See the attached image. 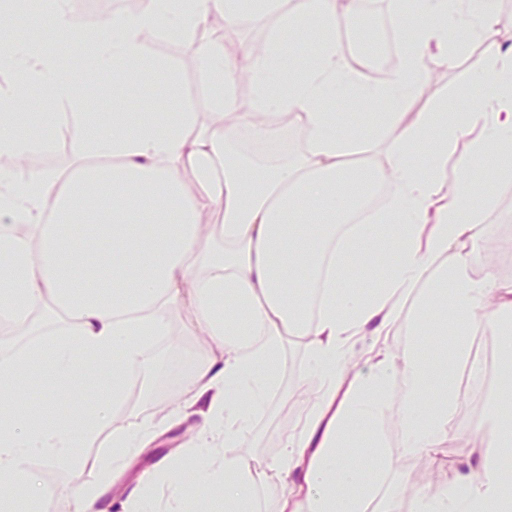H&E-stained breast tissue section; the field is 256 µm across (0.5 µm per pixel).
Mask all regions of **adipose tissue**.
<instances>
[{
    "label": "adipose tissue",
    "mask_w": 512,
    "mask_h": 512,
    "mask_svg": "<svg viewBox=\"0 0 512 512\" xmlns=\"http://www.w3.org/2000/svg\"><path fill=\"white\" fill-rule=\"evenodd\" d=\"M144 0L136 14L107 16L86 35L75 26L77 0H43L35 24L50 23L55 37L78 54L93 52L97 68L136 85L157 70L167 79L175 119L161 125L132 123L127 113L111 121H90L86 96L62 61L34 44L0 50V157L21 161L35 151L71 141L81 161L63 173L29 168L0 169V329L29 328L45 303L77 319L75 337L47 344L32 357L0 362V480L34 505L56 495L29 469L38 457L50 465L79 470L84 449L97 447L96 484L71 492L76 512H108L103 495L120 466L153 440L161 424L196 416L200 424L176 457L154 470L167 484L166 499L151 485L139 486L123 512H185L189 500L216 496L224 512L247 505L257 512V491L270 481L284 485L276 512H364L380 492L387 467L379 457L363 460L359 448H379L377 422L394 410L399 453L415 457L437 452L468 434L481 445L474 465L437 490H419L415 512H512V416L491 400L485 416L467 432L456 426L460 403L455 390L443 395L425 388L422 350L451 336L452 352H440L437 368L467 364L473 339L512 316V280L476 262L464 248L482 231L492 191H476L467 166L502 165L512 152V46L496 39L494 0H421L420 20L405 44L400 69L384 82L370 81L333 41L336 27L354 19L359 0ZM279 13L266 55L203 42L200 29L219 15L232 25ZM316 17L319 56L311 65L294 57L302 19ZM156 29L175 41L195 44L206 75L214 123L203 125L180 103V83L166 62L146 56L143 34ZM482 45L474 53V45ZM467 59L471 77L458 91L473 108L449 118L444 110L409 112L406 102L427 86L425 54ZM248 74L253 123L238 112L236 88ZM40 86L65 107L63 121L49 135L21 133L9 119L26 87ZM356 91L383 104L378 120L361 116L348 130L336 127L326 109L329 94ZM295 117L304 135L301 154L281 159L288 135L281 118ZM481 136L470 140L473 128ZM255 147H268L264 163L234 156L241 134ZM469 152L456 177L448 159L461 140ZM191 169L197 192L179 177ZM388 189L383 210L367 208L374 186ZM223 217L222 250L198 255L201 216ZM24 224L26 236L12 234ZM401 241L403 251L375 275L364 246ZM358 267L370 284L347 288L343 277ZM415 302L414 316L402 308ZM191 311L184 328L205 337L209 351L198 360L184 396L165 421L149 417L116 423L123 379L109 382L93 417L30 422L7 409L26 393L24 372L40 360L47 375L68 381L90 371L87 355L118 360L123 370H141L146 339L168 331L173 304ZM445 309V321L432 317ZM403 332L405 344L390 343ZM307 341L309 362L320 390L302 422L284 440L271 463L248 454L227 455L244 441L253 414L278 382L284 337ZM368 347V369L355 368L358 346ZM400 383L402 396L388 392Z\"/></svg>",
    "instance_id": "1"
}]
</instances>
